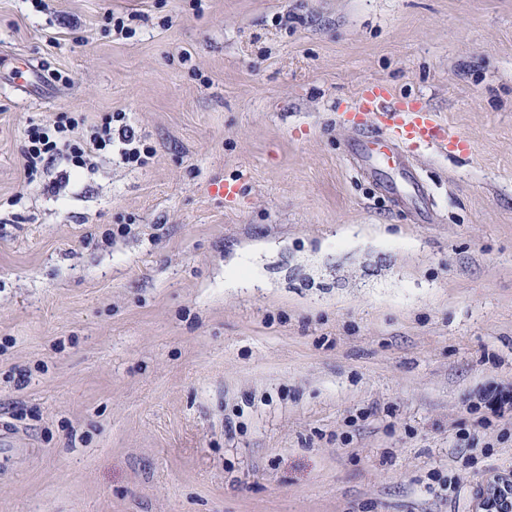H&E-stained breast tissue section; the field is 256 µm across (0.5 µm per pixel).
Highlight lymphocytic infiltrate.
Segmentation results:
<instances>
[{"mask_svg":"<svg viewBox=\"0 0 512 512\" xmlns=\"http://www.w3.org/2000/svg\"><path fill=\"white\" fill-rule=\"evenodd\" d=\"M114 149L130 166L145 165L154 154L122 112L92 125L79 112H60L49 120H29L22 146L26 180L43 193L57 194L60 187L68 184L72 172L91 170L94 158Z\"/></svg>","mask_w":512,"mask_h":512,"instance_id":"1","label":"lymphocytic infiltrate"}]
</instances>
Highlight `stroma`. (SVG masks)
<instances>
[{"mask_svg":"<svg viewBox=\"0 0 512 512\" xmlns=\"http://www.w3.org/2000/svg\"><path fill=\"white\" fill-rule=\"evenodd\" d=\"M0 54L44 86L0 74V512H479L512 479L478 406L512 384V0H0ZM374 82L469 145L415 157L429 217L347 151ZM72 109L154 157L27 189V119Z\"/></svg>","mask_w":512,"mask_h":512,"instance_id":"35a3bbf8","label":"stroma"}]
</instances>
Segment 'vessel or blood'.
Segmentation results:
<instances>
[{"instance_id": "vessel-or-blood-1", "label": "vessel or blood", "mask_w": 512, "mask_h": 512, "mask_svg": "<svg viewBox=\"0 0 512 512\" xmlns=\"http://www.w3.org/2000/svg\"><path fill=\"white\" fill-rule=\"evenodd\" d=\"M351 118L357 135L350 151L361 170L372 176L387 168L402 169L408 188L418 194L423 187L413 171L416 152L431 149L444 155L452 148L468 149L438 113L379 83L361 89Z\"/></svg>"}]
</instances>
